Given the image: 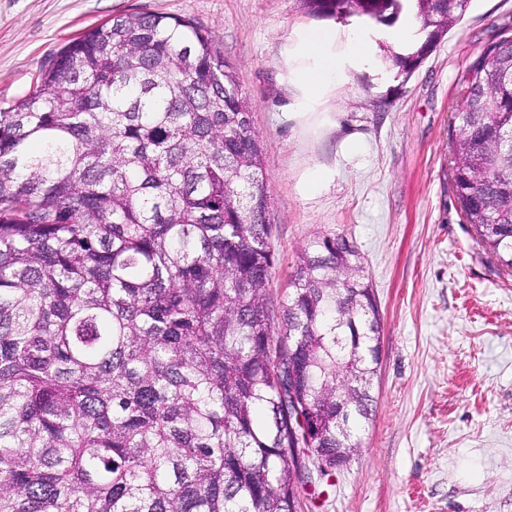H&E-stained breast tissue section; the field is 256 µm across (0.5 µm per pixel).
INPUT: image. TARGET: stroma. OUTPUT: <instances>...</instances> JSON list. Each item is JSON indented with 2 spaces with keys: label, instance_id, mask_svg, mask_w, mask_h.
Instances as JSON below:
<instances>
[{
  "label": "stroma",
  "instance_id": "1",
  "mask_svg": "<svg viewBox=\"0 0 512 512\" xmlns=\"http://www.w3.org/2000/svg\"><path fill=\"white\" fill-rule=\"evenodd\" d=\"M137 10L190 17L236 69L264 150L276 263L266 298L280 317L302 250L343 235L360 252L381 313L374 412L349 463L302 497L301 512H512V276L479 246L453 185L448 130L459 79L512 0H471L410 75L407 44L361 18L369 65L348 67L288 119L307 63L300 31L334 26L301 0H0V109L85 29ZM358 152L344 156L345 140ZM329 179L301 186L310 169Z\"/></svg>",
  "mask_w": 512,
  "mask_h": 512
}]
</instances>
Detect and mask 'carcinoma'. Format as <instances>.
<instances>
[{
  "label": "carcinoma",
  "mask_w": 512,
  "mask_h": 512,
  "mask_svg": "<svg viewBox=\"0 0 512 512\" xmlns=\"http://www.w3.org/2000/svg\"><path fill=\"white\" fill-rule=\"evenodd\" d=\"M421 39L471 0H302ZM449 127L456 196L512 271V40ZM260 143L234 66L185 17L134 11L61 48L0 110V512H298V376L330 475L372 416L381 315L357 247H306L273 330Z\"/></svg>",
  "instance_id": "cac0c4a2"
}]
</instances>
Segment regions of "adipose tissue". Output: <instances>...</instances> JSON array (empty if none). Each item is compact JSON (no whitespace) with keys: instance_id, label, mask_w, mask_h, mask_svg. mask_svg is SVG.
Listing matches in <instances>:
<instances>
[{"instance_id":"1","label":"adipose tissue","mask_w":512,"mask_h":512,"mask_svg":"<svg viewBox=\"0 0 512 512\" xmlns=\"http://www.w3.org/2000/svg\"><path fill=\"white\" fill-rule=\"evenodd\" d=\"M335 38L336 32L330 28H311L301 37L302 51L313 60L300 78L304 101H316L328 87L338 84L342 76V61L326 50Z\"/></svg>"}]
</instances>
